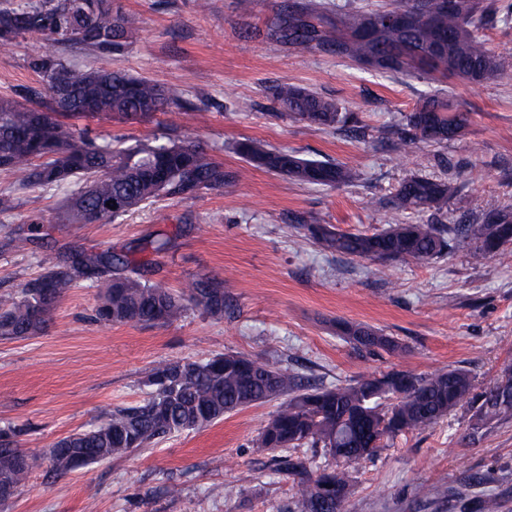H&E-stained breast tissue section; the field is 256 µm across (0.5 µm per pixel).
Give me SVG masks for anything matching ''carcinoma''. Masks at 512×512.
<instances>
[{"label": "carcinoma", "instance_id": "1", "mask_svg": "<svg viewBox=\"0 0 512 512\" xmlns=\"http://www.w3.org/2000/svg\"><path fill=\"white\" fill-rule=\"evenodd\" d=\"M433 2L386 0L379 10L352 9L333 20L320 0H300L276 14L268 26L266 48H295L304 63L312 52H332L360 65L373 64L381 72H437L471 84L512 71V58L497 53L482 34L489 17L487 0H456L452 10L410 30L384 27L374 39L359 34L371 15L383 11L414 16L427 12ZM75 28L86 29L90 38L68 37L67 31ZM0 29L14 31L16 39L35 35L66 51L112 55L133 42L138 19L113 7L112 0H28L21 7L0 8ZM28 66L40 78L42 101L27 106L0 98V175L22 174V188L62 187L81 180L82 189L67 197L56 213L58 223H107L161 195L192 199L229 180L224 166L193 141L168 135L117 148L77 136L67 123L71 118L150 122L184 101V85L84 70L54 49L32 56ZM271 96L289 117L318 128L344 127L358 111L286 81L274 85ZM424 119L440 136L424 133ZM469 123V112L440 96L425 95L405 115L408 145L454 140L465 134ZM236 151L253 164L302 183L335 187L361 177L356 166L266 150L254 141L238 143ZM450 199L462 215L472 212V198L451 181L411 176L398 186L392 205L423 211L440 209ZM110 201L116 208L106 209ZM303 227L327 249L351 259L424 264L461 249L476 262L489 257L512 262V209L486 210L476 224H394L371 235L337 232L317 213L308 214ZM79 281L101 288L96 318L112 325L166 326L190 309L221 318L226 308L222 278L201 275L177 292L142 280L126 255L74 249L20 292L0 295V340L42 333L63 293ZM339 329L370 353L400 349L396 340L370 326L342 323ZM144 383L151 392L142 403L101 415L89 429L55 441L45 455L19 447L16 428H0V490L24 487L46 463L50 470L63 472L128 457L172 434L198 431L227 414L281 398L280 409L262 427L255 445L276 453L278 469L291 483L287 512H345L355 490L348 466L374 455L384 441L429 428L465 404L475 408V434L493 422L512 420V393L495 382L474 392L473 378L463 368L424 376L388 372L328 388L302 384L277 357L259 362L226 352L206 360L160 362L148 370ZM306 448H322L343 466L318 465Z\"/></svg>", "mask_w": 512, "mask_h": 512}]
</instances>
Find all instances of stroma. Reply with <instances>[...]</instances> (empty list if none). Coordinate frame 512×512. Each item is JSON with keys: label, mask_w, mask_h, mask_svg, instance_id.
Here are the masks:
<instances>
[{"label": "stroma", "mask_w": 512, "mask_h": 512, "mask_svg": "<svg viewBox=\"0 0 512 512\" xmlns=\"http://www.w3.org/2000/svg\"><path fill=\"white\" fill-rule=\"evenodd\" d=\"M287 0H115L139 21L121 54L80 52L84 69L121 71L160 83L184 82L188 107H173L148 124L94 123L93 137L122 146L176 132L199 142L233 182L192 200L162 198L108 223L58 224L56 210L77 184L17 190L0 176V193L15 198L0 214V294L20 291L48 261L73 246L112 248L143 264L152 281L180 290L201 273L224 278L223 319L192 309L168 326L95 322L98 290H67L46 331L0 341V426H23L19 445L34 453L89 428L118 407L147 395L150 367L228 351L263 361L285 360L308 383L333 387L389 371L428 375L445 367L470 371L488 386L512 362V263L473 262L457 252L429 264H376L330 253L306 238L299 219L319 213L340 232L372 234L392 224H456L459 213L402 212L388 199L413 174L454 179L475 211L512 209V76L480 85L430 75L378 73L330 52H268L264 33ZM36 36L0 46V98L26 105L41 89L29 57L45 51ZM288 81L356 105L350 130L317 129L279 114L270 89ZM427 93L463 102L465 134L444 145L403 146L404 115ZM250 110H238V101ZM289 149L299 157L350 163L363 180L329 188L303 184L243 159L238 142ZM39 214L44 242L19 251L10 238ZM164 240L157 254L151 242ZM364 324L394 337L402 352L357 350L338 325ZM272 400L225 416L199 431L173 435L126 458L50 473L33 472L0 512H284L292 496L271 455L253 443L280 408ZM471 413L450 412L433 427L408 432L352 468L355 493L346 512H460L452 495L463 479L492 474L469 495H496L512 512V421L470 442ZM182 492L167 494L169 484Z\"/></svg>", "instance_id": "obj_1"}]
</instances>
